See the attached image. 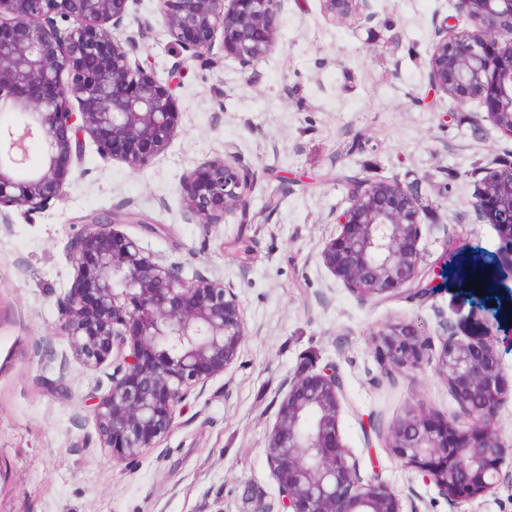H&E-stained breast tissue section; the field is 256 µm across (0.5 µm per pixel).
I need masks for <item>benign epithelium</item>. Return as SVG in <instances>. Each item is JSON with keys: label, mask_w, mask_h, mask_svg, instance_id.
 I'll return each instance as SVG.
<instances>
[{"label": "benign epithelium", "mask_w": 512, "mask_h": 512, "mask_svg": "<svg viewBox=\"0 0 512 512\" xmlns=\"http://www.w3.org/2000/svg\"><path fill=\"white\" fill-rule=\"evenodd\" d=\"M131 0H0V110L14 124L0 128V221L5 209L38 211L61 195L71 162L88 134L106 157L136 169L163 153L178 134L181 112L171 82H161L132 58L140 33L123 22ZM283 0H159L164 32L190 57L232 59L247 70L277 43ZM325 14L343 20L368 0H321ZM469 22L442 27L427 61L431 86L451 99L485 104L487 118L512 136V0H453ZM69 23L63 32L57 19ZM68 74V80L62 74ZM78 106H73V103ZM39 141V166L22 175L29 144ZM253 172L236 153L206 160L180 183L185 219L204 228L228 214L250 223ZM349 206L336 216L341 234L321 251L323 264L363 299H386L443 288L448 274L461 285L483 286L484 307L503 312L498 274L512 272V161L488 169L474 207L497 227L505 249L490 266L443 253L424 264L422 224L412 191L397 181L356 177ZM132 216L93 215L70 238L71 287L57 300L60 332L84 366L112 359L107 388L85 401L101 451L132 464L158 448L177 411L237 358L246 336L233 288L122 234ZM386 371L415 369L432 349L412 324L377 333ZM435 372L458 410L436 417L419 406L383 427L371 424L384 447L417 470L439 493L459 503L494 492L506 447L495 416L506 396L497 333L484 320L459 334L439 324ZM343 381L336 365L288 382L269 436L266 457L278 482L275 512H402L384 483L363 481L359 461L342 444L338 420Z\"/></svg>", "instance_id": "1"}]
</instances>
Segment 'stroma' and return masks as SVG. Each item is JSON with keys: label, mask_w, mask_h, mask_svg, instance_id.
<instances>
[{"label": "stroma", "mask_w": 512, "mask_h": 512, "mask_svg": "<svg viewBox=\"0 0 512 512\" xmlns=\"http://www.w3.org/2000/svg\"><path fill=\"white\" fill-rule=\"evenodd\" d=\"M373 21H335L320 0H287L275 49L254 69L189 59L165 35L157 0H132L137 59L159 80L180 69L181 130L141 169L101 155L85 137L62 195L46 208H10L0 223V512H268L278 483L266 446L290 377L335 364L345 391L342 443L366 480L386 484L403 512H512V472L495 493L456 504L372 436L409 406L452 416L456 403L433 364L384 373L375 334L410 323L435 335L475 301L456 280L421 303L363 300L322 263L340 232L346 178L412 186L422 210L419 247L433 261L446 244L481 263L501 246L473 207L485 166L512 161V137L428 85L426 60L451 0H370ZM233 148L256 173L253 223L226 215L210 229L187 223L179 181ZM163 225L119 230L237 294L246 336L224 374L177 412L162 443L137 465L87 447L95 436L87 392L111 371L70 359L57 299L74 274L67 242L85 218L113 210ZM64 375L65 389L45 385Z\"/></svg>", "instance_id": "obj_1"}]
</instances>
